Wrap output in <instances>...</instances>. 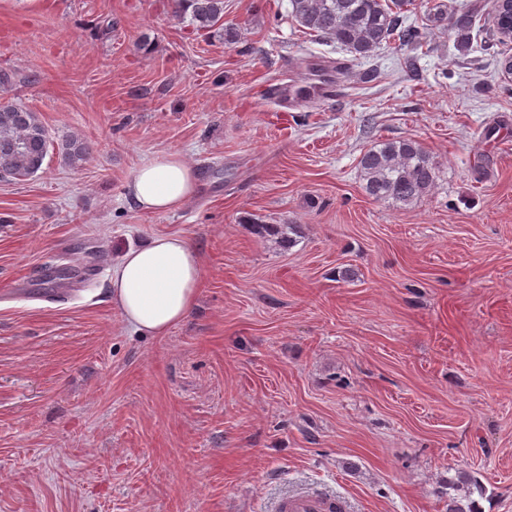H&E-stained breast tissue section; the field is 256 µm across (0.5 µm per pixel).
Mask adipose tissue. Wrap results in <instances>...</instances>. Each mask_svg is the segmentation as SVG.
Wrapping results in <instances>:
<instances>
[{"label":"adipose tissue","instance_id":"1","mask_svg":"<svg viewBox=\"0 0 512 512\" xmlns=\"http://www.w3.org/2000/svg\"><path fill=\"white\" fill-rule=\"evenodd\" d=\"M198 183L193 166L176 153L142 164L126 187L132 206L168 212L189 202ZM203 286L199 251L178 235L128 248L112 267V305L124 323L163 336L193 310Z\"/></svg>","mask_w":512,"mask_h":512}]
</instances>
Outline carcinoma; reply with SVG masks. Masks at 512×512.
I'll return each mask as SVG.
<instances>
[{
  "instance_id": "carcinoma-1",
  "label": "carcinoma",
  "mask_w": 512,
  "mask_h": 512,
  "mask_svg": "<svg viewBox=\"0 0 512 512\" xmlns=\"http://www.w3.org/2000/svg\"><path fill=\"white\" fill-rule=\"evenodd\" d=\"M409 0H290L292 20L306 33L322 38L356 59H367L383 45L395 41L401 47H420L424 31L405 24ZM176 17H190L199 29L217 24L224 15V0H176ZM476 16L469 10L451 14L449 26L457 48L472 47ZM49 138L39 116L13 103H0V174L11 179L35 175L48 154ZM71 165L89 154V144L70 137L59 145ZM358 167L368 196L399 207L416 204L436 186L437 165L416 140L381 141L366 150ZM457 495L449 498L448 512H481L470 496L469 480L450 485Z\"/></svg>"
}]
</instances>
